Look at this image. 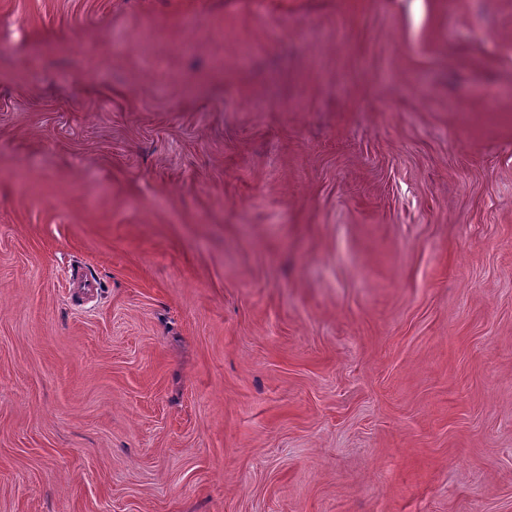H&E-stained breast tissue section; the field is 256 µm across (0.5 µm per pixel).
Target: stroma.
I'll use <instances>...</instances> for the list:
<instances>
[{
  "label": "stroma",
  "mask_w": 512,
  "mask_h": 512,
  "mask_svg": "<svg viewBox=\"0 0 512 512\" xmlns=\"http://www.w3.org/2000/svg\"><path fill=\"white\" fill-rule=\"evenodd\" d=\"M0 512H512V0H0Z\"/></svg>",
  "instance_id": "35a3bbf8"
}]
</instances>
